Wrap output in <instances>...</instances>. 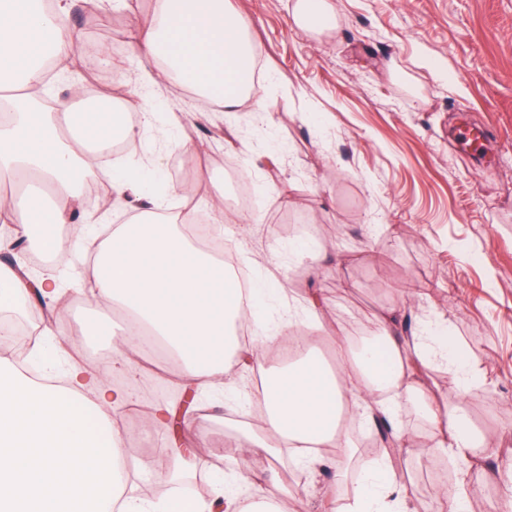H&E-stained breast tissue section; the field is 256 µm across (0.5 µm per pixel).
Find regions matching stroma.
<instances>
[{"mask_svg":"<svg viewBox=\"0 0 512 512\" xmlns=\"http://www.w3.org/2000/svg\"><path fill=\"white\" fill-rule=\"evenodd\" d=\"M293 2L229 0L248 24L262 72L236 111L198 109L176 83L134 84V99L159 122L145 125L126 155L148 159L173 134L197 146L191 174L207 179L209 193L224 184L228 160L251 185L254 223H240L231 210L224 222L253 281L281 286L262 298L251 341L280 332L310 296L325 305L330 325L353 337L382 310L404 336L422 329L425 312L445 320L477 376L461 406L496 444L478 449L472 463L397 455L393 466L413 481L417 512H435L442 466L449 487L478 488L473 512H497L512 496L503 480L512 460L498 449L512 442V0H330L336 26L320 34L295 25ZM148 10L149 0H112L93 12L87 0H73L72 28L83 39L120 44L126 71L142 74L132 41ZM426 54L444 62L447 77L422 66ZM255 100L267 103L273 121H255ZM173 113L184 118L174 129L164 123ZM462 113L490 140L489 159L459 139ZM282 181L295 188L287 213L276 190ZM98 315L88 299L72 303L67 359L47 366L31 354L28 363L62 378L72 360L100 368L113 346L84 335ZM229 370L235 395L196 396L202 411L188 434L182 482L207 505L218 495L216 472L234 474L243 464L264 477L274 469L288 486L281 512H335L360 480L370 427L352 425L355 453L344 475L327 452L311 472L287 459L271 463L240 438L261 431L249 389L257 371L234 362Z\"/></svg>","mask_w":512,"mask_h":512,"instance_id":"1","label":"stroma"}]
</instances>
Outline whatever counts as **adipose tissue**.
I'll list each match as a JSON object with an SVG mask.
<instances>
[{
	"mask_svg": "<svg viewBox=\"0 0 512 512\" xmlns=\"http://www.w3.org/2000/svg\"><path fill=\"white\" fill-rule=\"evenodd\" d=\"M52 4L45 10L40 0H0V111L9 115L0 121V182L31 176L27 190L0 194V223L16 225L23 236L40 230L38 248L60 264L82 253V274L92 281L100 304L118 307L128 317L124 343L148 337L162 344L179 362L178 389H222L228 354L265 364L267 433H247L243 439L266 457L301 448L311 466L317 449L331 448L344 458L352 444L342 410H361L373 424L394 415L393 407L378 401L381 392L397 400L419 397L428 435L393 432L382 453L363 461L364 480L342 512H378L390 497L412 504L414 488L397 478L392 452L428 456L439 450L469 461L476 449L490 446L491 436L475 428L461 407L475 386L468 352L443 329L399 336L390 317L380 315L368 325L375 344L358 354L344 332H328L320 303L309 298L303 306L311 323L306 357L268 366L275 337L252 343L235 338L236 326L249 323L255 312L241 308L223 261L188 238L186 216L161 217L158 197L134 181L123 161L113 163L112 190L103 206L131 211V220L102 237L79 234L68 241L57 234V227L81 209L84 188L98 176L111 140L131 139L136 132L118 114L119 108L133 106L130 75L91 96L81 83H71L66 100L49 106L52 69L64 68L77 54L106 53L102 45L74 38L67 0ZM292 18L309 33L336 25L329 0H294ZM134 44L151 65L154 83L176 80L226 111L239 106L252 53L243 22L224 0H151ZM47 51L53 58L49 69L37 64ZM33 286L65 307L66 292L53 281L31 284L13 267L0 265V312L18 311ZM437 361L447 365L451 380L441 397L424 378ZM136 406L121 388L81 364L72 365L65 385L47 386L0 358V512H151V504L129 485L130 472L148 474L159 462L177 469L184 461L164 449L154 462L130 454L111 415ZM248 484L241 475L225 491V512H279L285 485L275 483L259 503L245 494Z\"/></svg>",
	"mask_w": 512,
	"mask_h": 512,
	"instance_id": "1",
	"label": "adipose tissue"
}]
</instances>
